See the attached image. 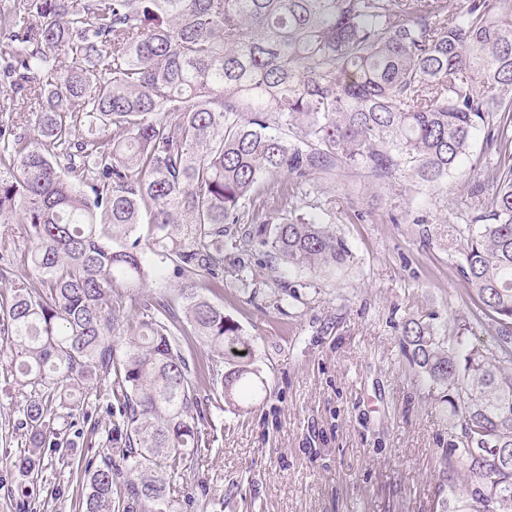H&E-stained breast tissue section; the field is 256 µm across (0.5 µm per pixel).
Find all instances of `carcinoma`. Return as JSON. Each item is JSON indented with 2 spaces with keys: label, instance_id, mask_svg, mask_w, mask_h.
Returning <instances> with one entry per match:
<instances>
[{
  "label": "carcinoma",
  "instance_id": "cac0c4a2",
  "mask_svg": "<svg viewBox=\"0 0 512 512\" xmlns=\"http://www.w3.org/2000/svg\"><path fill=\"white\" fill-rule=\"evenodd\" d=\"M482 129L495 161L475 163V188L492 198L448 236L494 342L468 323L402 327L459 430L438 458L442 512H512V0H3L0 225H23L32 248L24 281L0 259V336L41 386L15 467L39 474L57 408L72 401L73 417L75 395L107 382L112 456L77 462L79 512H176L173 477L213 400L265 391L206 285L228 273L255 297L257 244L276 273L352 258L274 179L347 168L438 194ZM160 272L175 298L132 293ZM187 335L210 349L208 395Z\"/></svg>",
  "mask_w": 512,
  "mask_h": 512
}]
</instances>
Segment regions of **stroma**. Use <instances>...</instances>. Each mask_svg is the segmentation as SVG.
Instances as JSON below:
<instances>
[{"label": "stroma", "mask_w": 512, "mask_h": 512, "mask_svg": "<svg viewBox=\"0 0 512 512\" xmlns=\"http://www.w3.org/2000/svg\"><path fill=\"white\" fill-rule=\"evenodd\" d=\"M295 204L334 224L353 254L331 272H294L276 301L264 248L250 273L256 298L207 290L254 345L266 379L261 398L218 404L201 423L204 447L179 512H440L437 459L451 439L436 395L411 367L401 330L410 319L456 328L469 315L447 227L488 197L472 173L446 191L407 201L396 187L337 170L297 190ZM410 217L392 223V215ZM0 352V512H76V458L104 459L108 387L88 395L85 423L61 430L38 477L12 465L26 447L18 426L34 388Z\"/></svg>", "instance_id": "stroma-1"}]
</instances>
